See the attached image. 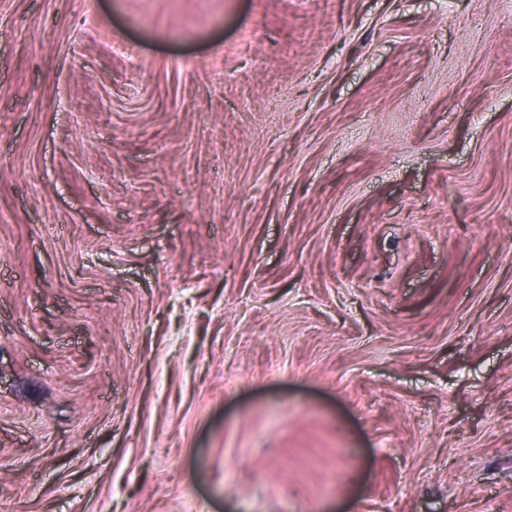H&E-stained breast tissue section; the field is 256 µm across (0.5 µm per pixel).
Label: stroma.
Masks as SVG:
<instances>
[{"label": "stroma", "instance_id": "stroma-1", "mask_svg": "<svg viewBox=\"0 0 512 512\" xmlns=\"http://www.w3.org/2000/svg\"><path fill=\"white\" fill-rule=\"evenodd\" d=\"M0 512H512V0H0Z\"/></svg>", "mask_w": 512, "mask_h": 512}]
</instances>
